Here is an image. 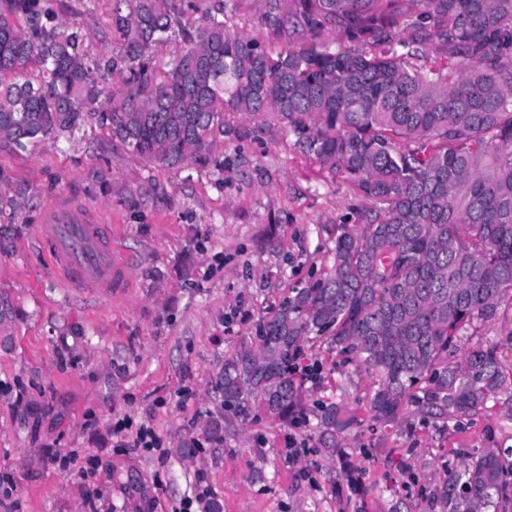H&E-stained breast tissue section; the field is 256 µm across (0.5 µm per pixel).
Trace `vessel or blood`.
<instances>
[{"label":"vessel or blood","instance_id":"1","mask_svg":"<svg viewBox=\"0 0 512 512\" xmlns=\"http://www.w3.org/2000/svg\"><path fill=\"white\" fill-rule=\"evenodd\" d=\"M41 239L54 261L55 275L69 287L111 295L127 287L126 266L112 255V229L96 223L75 204L58 206L43 219Z\"/></svg>","mask_w":512,"mask_h":512}]
</instances>
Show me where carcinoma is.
Masks as SVG:
<instances>
[{
  "label": "carcinoma",
  "instance_id": "carcinoma-1",
  "mask_svg": "<svg viewBox=\"0 0 512 512\" xmlns=\"http://www.w3.org/2000/svg\"><path fill=\"white\" fill-rule=\"evenodd\" d=\"M262 2L277 50L230 31L241 0H115L117 47L91 57L92 29L55 0H0V147L91 124L181 171L224 168L226 136L287 140L361 205L319 277L224 359V408L302 417L311 342L370 381L364 407L346 384L318 406L326 444L512 407V0ZM176 35L185 50L154 65ZM486 326L495 343L462 345ZM482 438L434 490L443 512L512 508V461Z\"/></svg>",
  "mask_w": 512,
  "mask_h": 512
}]
</instances>
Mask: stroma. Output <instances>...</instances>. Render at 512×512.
Wrapping results in <instances>:
<instances>
[{
  "label": "stroma",
  "mask_w": 512,
  "mask_h": 512,
  "mask_svg": "<svg viewBox=\"0 0 512 512\" xmlns=\"http://www.w3.org/2000/svg\"><path fill=\"white\" fill-rule=\"evenodd\" d=\"M113 0L82 18L95 54L115 47ZM223 169L154 168L99 129L0 149V512H171L205 473L219 512H442L437 484L457 449L482 450L484 428L512 448L501 411L443 430L412 417L414 434L368 432L324 447L294 428L225 410L217 379L259 317L317 275L354 201L317 163L262 135L225 140ZM77 200L112 223L130 268L109 298L61 287L37 226L53 203ZM150 425L166 460L120 448V418ZM307 448L289 461L284 437ZM200 449H191L192 441ZM71 455L68 466L60 456ZM403 459L397 472L395 459Z\"/></svg>",
  "instance_id": "stroma-1"
}]
</instances>
